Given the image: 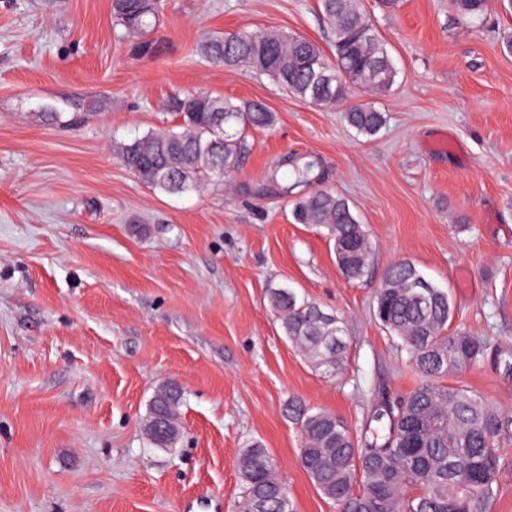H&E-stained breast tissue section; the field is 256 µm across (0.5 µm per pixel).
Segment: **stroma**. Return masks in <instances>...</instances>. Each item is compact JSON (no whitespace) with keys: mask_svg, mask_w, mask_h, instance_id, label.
Instances as JSON below:
<instances>
[{"mask_svg":"<svg viewBox=\"0 0 512 512\" xmlns=\"http://www.w3.org/2000/svg\"><path fill=\"white\" fill-rule=\"evenodd\" d=\"M399 70L374 98V137L343 107L209 63L210 34L277 29L329 48L319 0H166L135 53L112 0H0V512H239L237 458L268 448L297 512H336L302 468L289 398L361 430L418 378L374 317L390 266L448 290L452 329L485 360L448 385L512 415V0L474 20L451 0H362ZM201 89L264 101L238 171L199 193L146 188L116 143L177 128L163 104ZM454 143L434 150L440 137ZM289 152L317 154L367 228V275L346 280L316 229L265 182ZM293 288L344 320L342 373L315 372L266 290ZM184 391L175 447L143 421L155 390Z\"/></svg>","mask_w":512,"mask_h":512,"instance_id":"obj_1","label":"stroma"}]
</instances>
